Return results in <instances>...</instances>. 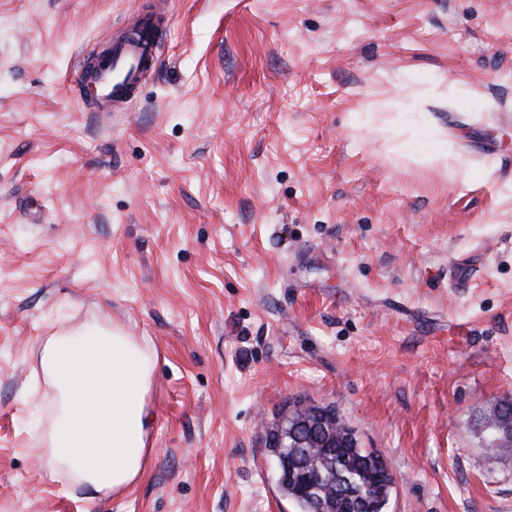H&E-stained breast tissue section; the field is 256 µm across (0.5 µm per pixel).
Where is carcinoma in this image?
Returning <instances> with one entry per match:
<instances>
[{"label": "carcinoma", "instance_id": "1", "mask_svg": "<svg viewBox=\"0 0 512 512\" xmlns=\"http://www.w3.org/2000/svg\"><path fill=\"white\" fill-rule=\"evenodd\" d=\"M288 426V442L275 440V431ZM491 448H512V401L498 404L479 418ZM267 452L275 472L292 466L288 478L276 479L282 496L297 512H315V500L307 491V482L316 479L320 498L331 512H347L343 494L362 498L367 512H386L393 490L392 472L381 456L360 446L354 429L346 424L335 407L308 403L286 417L278 416L267 426Z\"/></svg>", "mask_w": 512, "mask_h": 512}]
</instances>
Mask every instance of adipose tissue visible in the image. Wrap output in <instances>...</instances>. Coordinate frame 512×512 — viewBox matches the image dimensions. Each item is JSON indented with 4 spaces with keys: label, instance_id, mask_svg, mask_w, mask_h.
<instances>
[{
    "label": "adipose tissue",
    "instance_id": "ef3b65f1",
    "mask_svg": "<svg viewBox=\"0 0 512 512\" xmlns=\"http://www.w3.org/2000/svg\"><path fill=\"white\" fill-rule=\"evenodd\" d=\"M40 366L58 412L41 465L67 471L89 499L123 495L150 455L153 359L132 337L95 326L51 337Z\"/></svg>",
    "mask_w": 512,
    "mask_h": 512
}]
</instances>
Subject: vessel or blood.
Listing matches in <instances>:
<instances>
[{"label": "vessel or blood", "mask_w": 512, "mask_h": 512, "mask_svg": "<svg viewBox=\"0 0 512 512\" xmlns=\"http://www.w3.org/2000/svg\"><path fill=\"white\" fill-rule=\"evenodd\" d=\"M158 61L156 31H149L143 38L113 44L105 67L93 69L87 63L79 64L77 96L93 98L101 112L126 109L138 95L144 75L154 71Z\"/></svg>", "instance_id": "b4317fda"}]
</instances>
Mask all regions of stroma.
I'll use <instances>...</instances> for the list:
<instances>
[{"label":"stroma","instance_id":"stroma-1","mask_svg":"<svg viewBox=\"0 0 512 512\" xmlns=\"http://www.w3.org/2000/svg\"><path fill=\"white\" fill-rule=\"evenodd\" d=\"M161 14L124 112L78 64ZM455 143L465 171L425 154ZM155 360L142 477L38 457L45 341ZM335 406L388 512H512V0H0V512H296L263 440ZM498 412L490 411L482 415L478 424L488 436L490 448H512V401L507 400L498 404Z\"/></svg>","mask_w":512,"mask_h":512}]
</instances>
